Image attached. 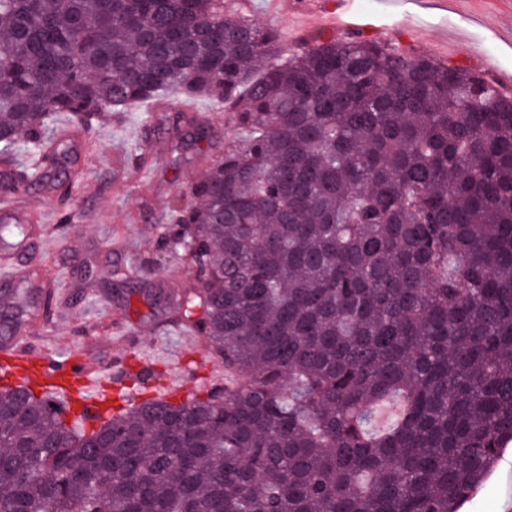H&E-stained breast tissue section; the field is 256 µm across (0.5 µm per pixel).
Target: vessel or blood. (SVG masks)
Returning a JSON list of instances; mask_svg holds the SVG:
<instances>
[{
    "label": "vessel or blood",
    "mask_w": 512,
    "mask_h": 512,
    "mask_svg": "<svg viewBox=\"0 0 512 512\" xmlns=\"http://www.w3.org/2000/svg\"><path fill=\"white\" fill-rule=\"evenodd\" d=\"M299 6L319 25L345 23L344 14L325 12L318 0H299ZM121 374L115 364L97 367L74 355L35 356L22 338L0 346V382L64 400L90 421L111 412Z\"/></svg>",
    "instance_id": "obj_1"
}]
</instances>
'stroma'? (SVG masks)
Wrapping results in <instances>:
<instances>
[{"mask_svg":"<svg viewBox=\"0 0 512 512\" xmlns=\"http://www.w3.org/2000/svg\"><path fill=\"white\" fill-rule=\"evenodd\" d=\"M358 8L388 12L390 41L441 63L470 65L512 91V0H360ZM279 10L276 28L286 55L316 38L351 32L315 25L291 0H280ZM166 102L167 111H156L151 99L108 113L89 129L55 117L77 156L67 179L70 194L64 199L38 185L0 201V224L22 219L33 231L29 249L13 252L4 270H24L33 286L51 288L58 298L50 315L30 314L25 329L36 347L74 352L96 364L120 353L132 371L146 358L172 378L185 366L193 390L223 382V369L189 329L154 314L140 291L192 278L183 257L162 250L160 232L174 203H191V183L222 158L225 142L247 133L234 113L209 98L174 92ZM184 112L205 116L216 137L177 141ZM116 270L126 272V283L113 280ZM462 512H512V443Z\"/></svg>","mask_w":512,"mask_h":512,"instance_id":"35a3bbf8","label":"stroma"}]
</instances>
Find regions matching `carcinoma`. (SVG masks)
Listing matches in <instances>:
<instances>
[{
	"label": "carcinoma",
	"instance_id": "1",
	"mask_svg": "<svg viewBox=\"0 0 512 512\" xmlns=\"http://www.w3.org/2000/svg\"><path fill=\"white\" fill-rule=\"evenodd\" d=\"M279 52L224 0H0L1 191L74 164L59 112L177 91L250 132L171 208L196 275L143 292L230 383L89 427L0 389V512H459L512 441V98L359 35Z\"/></svg>",
	"mask_w": 512,
	"mask_h": 512
}]
</instances>
